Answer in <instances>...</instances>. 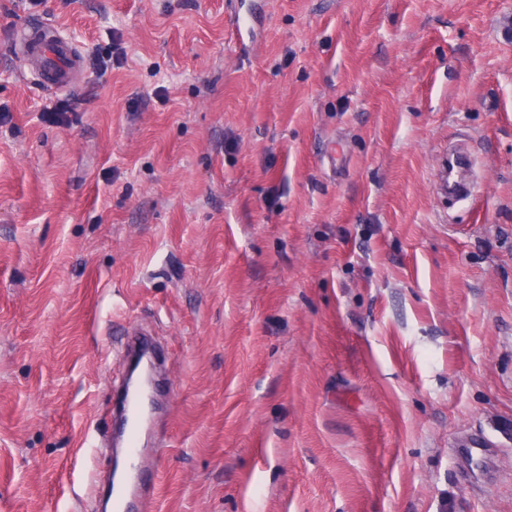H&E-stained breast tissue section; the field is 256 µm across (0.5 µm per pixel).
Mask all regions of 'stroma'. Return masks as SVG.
Masks as SVG:
<instances>
[{
    "label": "stroma",
    "mask_w": 512,
    "mask_h": 512,
    "mask_svg": "<svg viewBox=\"0 0 512 512\" xmlns=\"http://www.w3.org/2000/svg\"><path fill=\"white\" fill-rule=\"evenodd\" d=\"M38 21L108 70L23 77ZM0 106V512H92L130 326L151 512H512V0H267L247 51L226 0H0ZM128 351L133 353L137 352L138 358L142 355H147L149 357L151 360V369L147 386L148 392L151 389L154 394L162 395L165 387V378L162 370L157 374L154 357L151 355V353L153 354V351L149 342L146 339L141 338L133 339L129 345Z\"/></svg>",
    "instance_id": "obj_1"
}]
</instances>
